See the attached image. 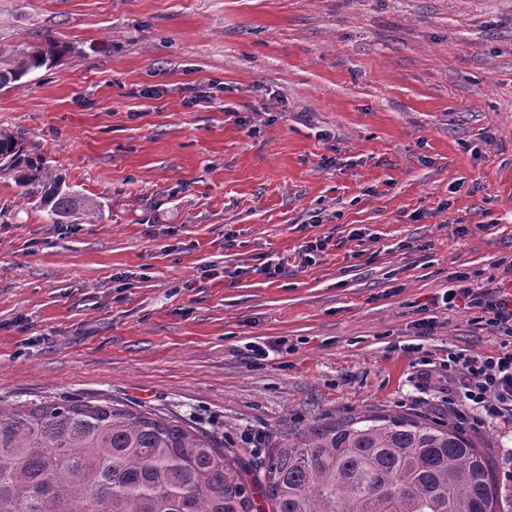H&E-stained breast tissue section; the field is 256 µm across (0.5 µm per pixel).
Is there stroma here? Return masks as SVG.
<instances>
[{
	"mask_svg": "<svg viewBox=\"0 0 512 512\" xmlns=\"http://www.w3.org/2000/svg\"><path fill=\"white\" fill-rule=\"evenodd\" d=\"M51 42L0 128L102 210L0 176V405L107 399L253 465L427 414L512 512V420L442 378L512 337L441 300L512 288V0H0L1 70Z\"/></svg>",
	"mask_w": 512,
	"mask_h": 512,
	"instance_id": "obj_1",
	"label": "stroma"
}]
</instances>
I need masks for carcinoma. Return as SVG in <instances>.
Wrapping results in <instances>:
<instances>
[{
	"label": "carcinoma",
	"mask_w": 512,
	"mask_h": 512,
	"mask_svg": "<svg viewBox=\"0 0 512 512\" xmlns=\"http://www.w3.org/2000/svg\"><path fill=\"white\" fill-rule=\"evenodd\" d=\"M60 53L51 43L0 71L21 86ZM54 218L99 206L63 189L20 137L0 156ZM249 481L197 429L155 413L76 398L0 406V512H501L491 455L425 416L350 415L288 431Z\"/></svg>",
	"instance_id": "obj_1"
}]
</instances>
